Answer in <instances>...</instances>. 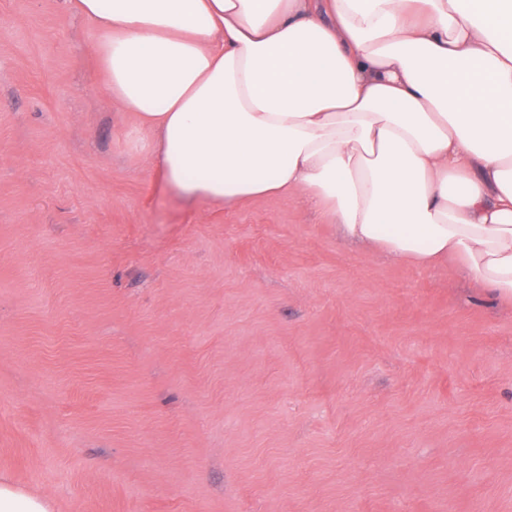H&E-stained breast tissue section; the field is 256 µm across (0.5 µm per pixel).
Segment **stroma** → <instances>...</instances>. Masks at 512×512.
<instances>
[{
	"instance_id": "stroma-1",
	"label": "stroma",
	"mask_w": 512,
	"mask_h": 512,
	"mask_svg": "<svg viewBox=\"0 0 512 512\" xmlns=\"http://www.w3.org/2000/svg\"><path fill=\"white\" fill-rule=\"evenodd\" d=\"M65 0H0V474L54 512H512V305L288 193L189 202Z\"/></svg>"
}]
</instances>
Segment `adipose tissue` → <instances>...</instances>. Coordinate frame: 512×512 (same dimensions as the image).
Wrapping results in <instances>:
<instances>
[{
    "label": "adipose tissue",
    "mask_w": 512,
    "mask_h": 512,
    "mask_svg": "<svg viewBox=\"0 0 512 512\" xmlns=\"http://www.w3.org/2000/svg\"><path fill=\"white\" fill-rule=\"evenodd\" d=\"M189 201L295 193L512 301V0H68Z\"/></svg>",
    "instance_id": "adipose-tissue-1"
}]
</instances>
